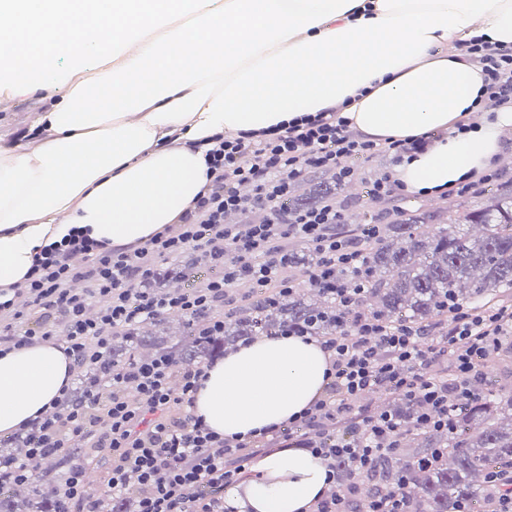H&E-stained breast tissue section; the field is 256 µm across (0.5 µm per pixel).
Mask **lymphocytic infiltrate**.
Returning a JSON list of instances; mask_svg holds the SVG:
<instances>
[{
	"instance_id": "f902f5d3",
	"label": "lymphocytic infiltrate",
	"mask_w": 512,
	"mask_h": 512,
	"mask_svg": "<svg viewBox=\"0 0 512 512\" xmlns=\"http://www.w3.org/2000/svg\"><path fill=\"white\" fill-rule=\"evenodd\" d=\"M467 52L484 73L485 100L512 103V43L471 39ZM364 139L335 108L297 117L260 132L205 143L206 182L190 209L137 245L108 248L74 232L40 254L24 284L0 290V354L53 340L63 321L64 351L72 372L99 365L120 330L172 311L196 319L241 299L239 282L275 302L296 282L288 270L290 241L307 243L318 261L306 278L352 311L368 282L367 255L358 236L340 232L345 206L330 199L319 208L288 212L295 180L314 171L339 182L359 175L357 160L388 158L400 164L432 143ZM186 260L212 270L205 282L170 293L147 283L158 263ZM512 342V306L453 308L436 338L410 325L390 326L359 316L349 331L321 337L332 356L326 393L288 424L245 439H226L193 412L201 366L165 359L111 369L83 394L65 392L44 418L29 423L27 454L64 448L107 450L106 487L92 492L87 464L74 463L59 492L66 512H111V500L135 496L138 512H224V491L244 479L246 461L274 453L297 437L324 458L331 487L313 512H350L341 494V469L351 475L372 469L399 444V424L388 412L348 416L350 401L368 392L393 394L420 406L419 423L450 429L453 411L481 399L484 367Z\"/></svg>"
}]
</instances>
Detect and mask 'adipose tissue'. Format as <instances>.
Segmentation results:
<instances>
[{
	"label": "adipose tissue",
	"instance_id": "ef3b65f1",
	"mask_svg": "<svg viewBox=\"0 0 512 512\" xmlns=\"http://www.w3.org/2000/svg\"><path fill=\"white\" fill-rule=\"evenodd\" d=\"M512 43V0H0V58L21 88L74 66L61 105L29 146L0 132V289L72 229L108 247L173 223L206 181L199 145L342 108L371 140L441 138L392 176L436 195L499 164L512 108L482 111L484 76L462 45ZM97 58L88 72L83 61ZM475 129L457 132L463 111ZM331 354L314 339L263 336L206 368L194 413L226 438L298 417L320 398ZM71 379L61 344L0 355V434L49 409ZM232 512H309L326 462L286 448L259 459Z\"/></svg>",
	"mask_w": 512,
	"mask_h": 512
}]
</instances>
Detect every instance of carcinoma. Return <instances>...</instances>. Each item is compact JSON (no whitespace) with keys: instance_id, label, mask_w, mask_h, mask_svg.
<instances>
[{"instance_id":"1","label":"carcinoma","mask_w":512,"mask_h":512,"mask_svg":"<svg viewBox=\"0 0 512 512\" xmlns=\"http://www.w3.org/2000/svg\"><path fill=\"white\" fill-rule=\"evenodd\" d=\"M336 196V185L312 178L305 195L288 202L291 210H309ZM369 284L351 315L337 320L335 300L308 284H299L271 306L242 302L215 318L224 331L212 335L189 320L178 323L172 338L140 325L112 338L104 359L114 366L166 357L201 364L240 340L306 329L316 335L348 330L357 314L386 324L443 323L453 303L476 307L512 301V181L491 191L475 208L458 206L448 223L439 212L399 211L366 248ZM402 428L399 450L384 457L367 475L371 489L397 487L406 477L407 512H460L482 507L490 512L494 495L486 481L497 471L512 477V389L494 382L484 397L455 414L453 431L426 429L416 406L395 413ZM81 448L34 462V498L29 508L16 500L15 486L0 485V512H60L53 471L71 467Z\"/></svg>"}]
</instances>
